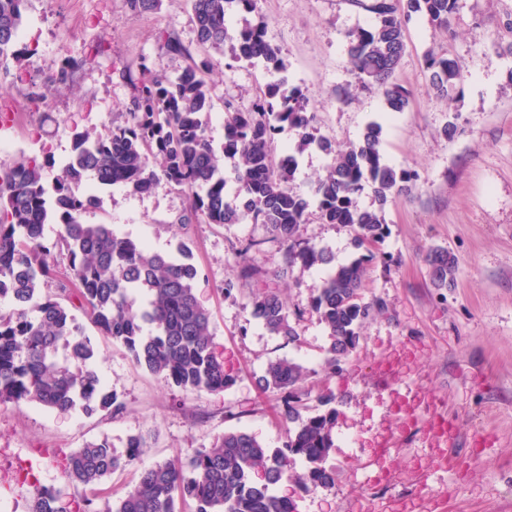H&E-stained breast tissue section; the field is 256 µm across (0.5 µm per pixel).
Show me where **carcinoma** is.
<instances>
[{
  "instance_id": "obj_1",
  "label": "carcinoma",
  "mask_w": 512,
  "mask_h": 512,
  "mask_svg": "<svg viewBox=\"0 0 512 512\" xmlns=\"http://www.w3.org/2000/svg\"><path fill=\"white\" fill-rule=\"evenodd\" d=\"M375 14L369 29L348 34L347 52L362 86L378 89L391 112H402L409 92L395 80L404 55L405 25L416 15L450 28L458 0H352ZM28 0H0V66L13 50ZM197 41L228 50L234 62L261 67L270 77L248 111L224 102V157L234 161L232 177L220 169L206 136L205 116L211 87L206 80L210 61L193 59L191 49L173 29L159 33L166 53L191 60L173 79L153 73L141 59L138 73L123 74L133 84V97L123 125L91 135L78 131L72 153L52 182L48 158L38 155L0 161V298L16 308L0 316V403L36 404L59 412L76 407L86 414L124 406L105 390L93 367L96 351L70 308L44 291L56 274V253L66 252L68 283L92 312L101 335L122 344L135 364L185 391H222L234 383L224 359L213 347L209 310L198 299V269L191 249L178 241L176 253L151 250L117 234L110 224H87L83 216L98 207L97 195L83 188L123 185L149 193L165 183L185 194L186 215L178 223L239 224L251 219L266 226L279 244V257L266 269L249 261L262 242L252 240L235 249L237 279L224 280V297L234 296L238 280L254 276L279 279L294 267L331 263L329 253L298 236L300 225L315 212L322 224H342L355 234L367 253L334 268L311 297L310 312L324 325L328 339L325 367L342 369L356 348L360 329L385 310L380 297L364 299L368 265L388 235L384 206L394 193L411 190L415 173L385 162L380 152L381 126L371 123L359 142L336 150L318 134L317 116L297 85L284 76L279 46L267 37V21L229 30L233 12L253 13L256 0H189ZM429 88L438 97L457 87L461 67L445 55L425 56ZM295 133L291 152L275 157L274 135ZM318 150L331 157L324 176L307 190L292 186L298 156ZM372 189L377 206L362 209L354 196ZM58 225V235L44 236L45 224ZM429 278L438 290L455 285L457 262L447 249L433 247L425 256ZM250 315L270 334L288 343L298 340L292 321L303 315L290 310L276 292L252 295ZM307 370L289 359L267 364L258 383L282 394V419L290 424L280 448H269L251 433L226 431L211 447L195 452L188 462L165 461L140 472L134 487L117 504L101 507L82 496L66 497L54 487H40L29 512H176V502L190 499L194 512H296L292 496L282 492L288 463L301 460L306 480L316 488L334 482L326 466L336 409L303 417L317 400L303 384ZM144 442L132 436L125 456L103 439L65 457L62 470L73 487H93L133 464Z\"/></svg>"
}]
</instances>
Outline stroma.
Wrapping results in <instances>:
<instances>
[{
    "label": "stroma",
    "instance_id": "1",
    "mask_svg": "<svg viewBox=\"0 0 512 512\" xmlns=\"http://www.w3.org/2000/svg\"><path fill=\"white\" fill-rule=\"evenodd\" d=\"M257 10L282 50L289 80L315 108L320 135L344 149L369 123H379L385 161L418 174L411 194L391 197L385 207L384 257L372 262L363 290L365 297L383 298L385 311L364 325L343 369L325 371L327 336L317 316L296 322L300 340L288 344L251 319L255 282L231 298L221 292L236 272L234 245L265 239L264 225L180 226L186 201L178 190L97 188L99 206L86 222L112 225L163 253L174 251L178 240L189 243L215 351L234 383L200 393L166 384L137 366L123 345L100 336L89 313L71 299L97 346L95 369L125 409L115 417L106 410L60 414L0 404V512H27L35 485L64 487V457L93 441L108 440L118 455L130 437L147 442L136 465L99 486L103 501L123 496L140 469L186 459L229 430L281 447L287 432L282 398L258 384L278 358L306 367V386L332 397L336 410L326 461L334 484L328 490L304 486L305 466L295 462L297 512H512V0H459L448 31L412 18L395 74L409 92L401 112L388 111L381 93L363 90L349 61L347 34L371 25L372 14L351 0H257ZM168 28L177 30L195 59L211 62L207 135L214 149H222L225 100L249 109L266 76L199 46L185 0H164L160 10L145 14L133 13L127 0H29L24 35L15 45L27 62L11 60L0 71V113L16 118L0 126L8 158L47 151L60 163L75 131L124 124L134 89L123 66H136L144 55L154 72L172 78L187 64L162 49L158 34ZM430 51L461 66L449 97H436L428 87L424 56ZM70 59L79 66L68 86L36 111L32 92ZM451 121L458 133L449 139L443 128ZM298 235L325 248L337 266L361 254L353 232L340 224L312 220ZM432 247L455 255L454 288L432 287L425 263ZM328 272L325 266L298 267L269 286L289 307L304 308ZM406 403L446 414L456 425L452 446L427 436L424 425H407ZM389 433L397 436L399 451L376 462L377 444ZM431 468L448 471V478L418 482L417 473Z\"/></svg>",
    "mask_w": 512,
    "mask_h": 512
}]
</instances>
